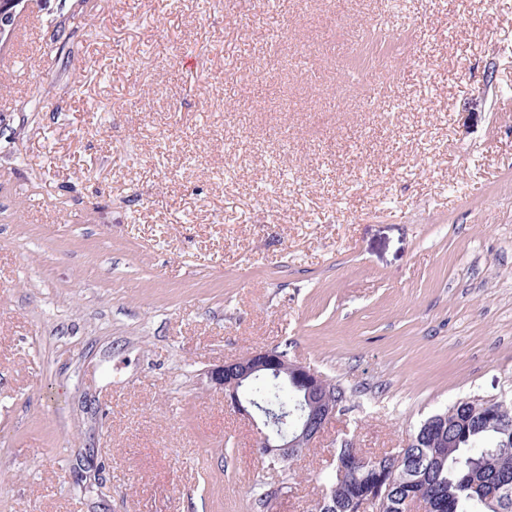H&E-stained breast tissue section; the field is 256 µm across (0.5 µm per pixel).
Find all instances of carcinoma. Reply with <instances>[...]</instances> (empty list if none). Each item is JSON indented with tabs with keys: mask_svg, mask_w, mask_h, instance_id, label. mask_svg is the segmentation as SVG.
<instances>
[{
	"mask_svg": "<svg viewBox=\"0 0 512 512\" xmlns=\"http://www.w3.org/2000/svg\"><path fill=\"white\" fill-rule=\"evenodd\" d=\"M249 393L272 405L290 398L270 381ZM504 419L512 420L511 402L469 397L427 418L394 454L363 457L344 439L316 512H357L359 500L370 496L380 512H408L413 499L426 512H512V434L503 433Z\"/></svg>",
	"mask_w": 512,
	"mask_h": 512,
	"instance_id": "1",
	"label": "carcinoma"
}]
</instances>
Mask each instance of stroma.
<instances>
[{
  "label": "stroma",
  "instance_id": "35a3bbf8",
  "mask_svg": "<svg viewBox=\"0 0 512 512\" xmlns=\"http://www.w3.org/2000/svg\"><path fill=\"white\" fill-rule=\"evenodd\" d=\"M67 2L0 66V512H315L512 401V0ZM261 349L352 395L275 472L205 384Z\"/></svg>",
  "mask_w": 512,
  "mask_h": 512
}]
</instances>
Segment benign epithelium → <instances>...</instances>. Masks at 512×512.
I'll list each match as a JSON object with an SVG mask.
<instances>
[{
    "label": "benign epithelium",
    "mask_w": 512,
    "mask_h": 512,
    "mask_svg": "<svg viewBox=\"0 0 512 512\" xmlns=\"http://www.w3.org/2000/svg\"><path fill=\"white\" fill-rule=\"evenodd\" d=\"M29 8V0H0V47H7L17 17ZM272 376L293 389L300 403V417L294 428L283 431L280 414L265 409L244 396L253 381ZM207 386L224 392V398L238 411H254L262 419L257 451L263 456L288 461L311 447L326 425L336 416L338 407L327 394V381L313 369L289 362L274 350L255 351L245 357L226 361L206 373Z\"/></svg>",
    "instance_id": "benign-epithelium-1"
}]
</instances>
